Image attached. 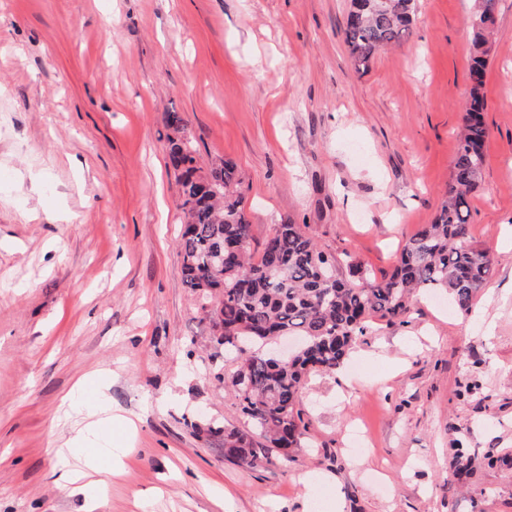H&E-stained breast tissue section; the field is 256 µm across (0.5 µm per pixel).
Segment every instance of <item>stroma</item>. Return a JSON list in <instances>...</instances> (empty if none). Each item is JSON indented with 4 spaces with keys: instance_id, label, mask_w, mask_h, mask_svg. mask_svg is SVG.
Listing matches in <instances>:
<instances>
[{
    "instance_id": "35a3bbf8",
    "label": "stroma",
    "mask_w": 512,
    "mask_h": 512,
    "mask_svg": "<svg viewBox=\"0 0 512 512\" xmlns=\"http://www.w3.org/2000/svg\"><path fill=\"white\" fill-rule=\"evenodd\" d=\"M349 0H0V512H79L62 396L107 372L112 488L96 512H512V0L486 77L470 239L494 272L471 312L420 291L308 378L291 462L228 460L241 426L184 288L165 115L243 176L253 251L288 219L347 281L391 273L432 223L469 89L474 0H417L408 39L356 72ZM368 446L352 455V430ZM463 448L478 462L452 475ZM496 449L500 463L482 456Z\"/></svg>"
}]
</instances>
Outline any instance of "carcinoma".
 <instances>
[{
	"instance_id": "1",
	"label": "carcinoma",
	"mask_w": 512,
	"mask_h": 512,
	"mask_svg": "<svg viewBox=\"0 0 512 512\" xmlns=\"http://www.w3.org/2000/svg\"><path fill=\"white\" fill-rule=\"evenodd\" d=\"M499 6L500 0H477L468 21L471 87L441 204L432 223L404 242L392 273L380 280L337 278L336 256L288 220L274 225L260 258H254L240 170L227 160L204 168L181 116L167 113L168 166L177 175L184 213L178 241L183 283L209 322L214 346L237 351L231 386L247 426L209 428L224 441L226 458L248 466L273 455L295 460L292 452L307 432L299 396L310 374L339 368L372 318L404 317L420 289L444 291L456 310L467 312L485 288L493 260L469 243L468 224L486 162L485 76ZM415 11L416 0H351L344 41L354 69L367 72L380 51L401 44ZM279 336H299L304 346L285 362L240 347L245 340L266 344ZM474 462L457 453L454 475L462 478Z\"/></svg>"
}]
</instances>
